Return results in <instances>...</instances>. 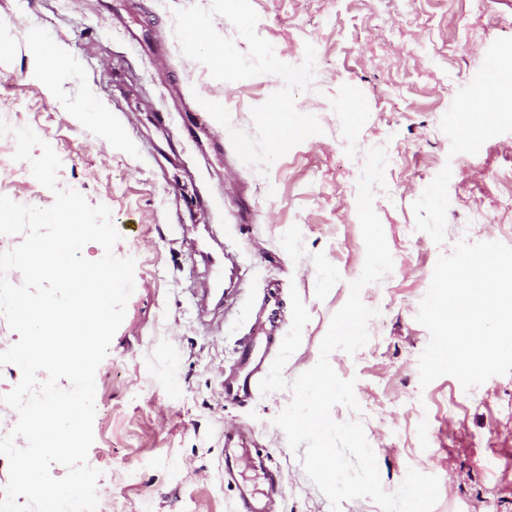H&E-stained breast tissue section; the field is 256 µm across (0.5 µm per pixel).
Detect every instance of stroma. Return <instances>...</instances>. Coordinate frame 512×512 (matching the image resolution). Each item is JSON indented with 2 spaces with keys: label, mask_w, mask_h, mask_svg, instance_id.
Wrapping results in <instances>:
<instances>
[{
  "label": "stroma",
  "mask_w": 512,
  "mask_h": 512,
  "mask_svg": "<svg viewBox=\"0 0 512 512\" xmlns=\"http://www.w3.org/2000/svg\"><path fill=\"white\" fill-rule=\"evenodd\" d=\"M211 0H0V110L39 130L62 166L60 188L107 206L121 235L114 252L136 261L134 291L96 370L97 489L117 512H239V493L261 486L253 449L282 480L267 512H330L273 418L290 391L224 399V371L243 336L273 319L272 350L292 324L291 291L310 320L283 369L313 367L333 314L359 278L365 245L356 183L369 149H387L386 187L374 209L393 257L366 285L376 309L369 342L337 350L336 374L355 379L359 411L334 406L335 421L360 420L381 482L396 491L409 469L438 477L433 512H512V374L463 390L444 375L419 383L430 334L416 315L435 264L451 254L456 227L470 241L512 246V123L487 128L460 153V109L512 45V0H251L257 33L288 64L316 49L315 79L295 101L323 131L291 148L260 177L228 133L254 132L252 107L283 86L258 75L211 78L183 56L172 11ZM41 34L61 49L40 60ZM224 105L220 125L204 101ZM110 113L92 125L83 104ZM0 140V195L37 208L55 196L14 161ZM211 208L195 209L196 195ZM494 217L492 231L474 222ZM231 253L238 299L199 317L193 292L211 285L209 255ZM247 434L239 475L224 479V430Z\"/></svg>",
  "instance_id": "35a3bbf8"
}]
</instances>
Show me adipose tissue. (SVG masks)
<instances>
[{
  "instance_id": "ef3b65f1",
  "label": "adipose tissue",
  "mask_w": 512,
  "mask_h": 512,
  "mask_svg": "<svg viewBox=\"0 0 512 512\" xmlns=\"http://www.w3.org/2000/svg\"><path fill=\"white\" fill-rule=\"evenodd\" d=\"M478 108L459 113L458 121L471 138H478L493 123L512 121V70L492 64L485 80L476 90Z\"/></svg>"
}]
</instances>
